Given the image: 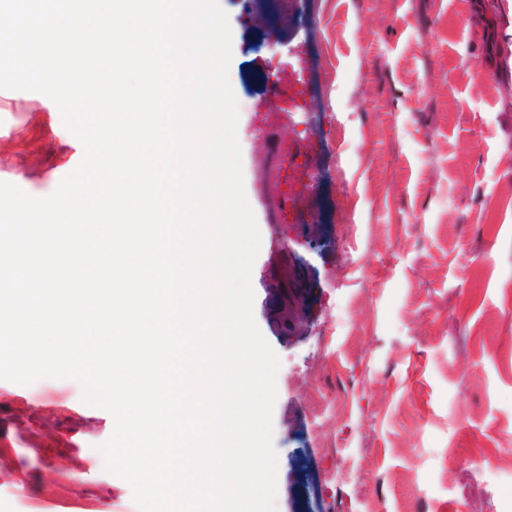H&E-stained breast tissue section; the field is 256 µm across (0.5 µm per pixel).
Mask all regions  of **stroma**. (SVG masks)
<instances>
[{
	"mask_svg": "<svg viewBox=\"0 0 512 512\" xmlns=\"http://www.w3.org/2000/svg\"><path fill=\"white\" fill-rule=\"evenodd\" d=\"M220 4L275 512H512V5ZM83 156L49 97L0 89V182L47 197ZM113 430L75 380H0V512H139Z\"/></svg>",
	"mask_w": 512,
	"mask_h": 512,
	"instance_id": "stroma-1",
	"label": "stroma"
}]
</instances>
